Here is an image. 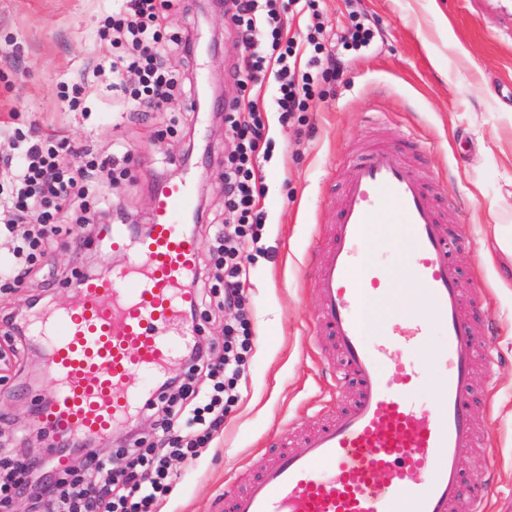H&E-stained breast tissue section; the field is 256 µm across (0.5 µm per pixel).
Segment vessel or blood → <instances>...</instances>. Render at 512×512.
I'll use <instances>...</instances> for the list:
<instances>
[{
	"mask_svg": "<svg viewBox=\"0 0 512 512\" xmlns=\"http://www.w3.org/2000/svg\"><path fill=\"white\" fill-rule=\"evenodd\" d=\"M193 186L186 176L157 188L147 234L104 225V238L126 253V266L83 277L67 306L27 318L54 385L40 422L57 435L111 434L154 399L170 361L194 344L199 331L189 312L197 295L187 283L197 274L200 243L185 222ZM380 223L408 226L402 249L426 312L391 313L386 337L373 344L365 301L389 293L394 274L361 265L359 255L368 226ZM449 235L402 151L374 147L352 162L314 283L317 332L337 342L341 369L357 380L358 395L301 447L281 450L225 500V512H484V489L495 471L484 474L480 490L463 493L460 460L476 439V344L460 274L448 256ZM435 329L442 339L423 358ZM398 336L407 356L395 381L388 350ZM435 374L441 377L435 402L416 400ZM136 375L143 382L135 386Z\"/></svg>",
	"mask_w": 512,
	"mask_h": 512,
	"instance_id": "b4317fda",
	"label": "vessel or blood"
}]
</instances>
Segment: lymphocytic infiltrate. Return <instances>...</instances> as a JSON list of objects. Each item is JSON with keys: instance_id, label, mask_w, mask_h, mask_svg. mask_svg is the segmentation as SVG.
Wrapping results in <instances>:
<instances>
[{"instance_id": "1", "label": "lymphocytic infiltrate", "mask_w": 512, "mask_h": 512, "mask_svg": "<svg viewBox=\"0 0 512 512\" xmlns=\"http://www.w3.org/2000/svg\"><path fill=\"white\" fill-rule=\"evenodd\" d=\"M301 1L311 9L316 6L315 0H233L231 13L244 48L236 71L238 82L258 88L266 74H273L275 108L284 120L307 111L314 96L313 72L334 80L343 75L316 35H307L301 43L288 38L289 9ZM171 5L172 0H117L107 19L113 42L125 46L110 64L112 87L126 91L129 105L148 108L167 100L181 81L179 72L157 51L164 38L162 12ZM131 74L138 78L132 89L126 83ZM224 133L235 143L224 170L227 212L223 223L207 227L212 249L223 259L224 297L218 307L231 317L224 327V352L215 361L210 348L194 343L187 358L202 383L194 386L170 377L161 385L150 403L158 413L159 433L151 456L137 455L118 469L111 459L76 444L95 475V484L61 493L55 485H47V500L61 499L66 512H152L171 490L170 459L195 457L197 448L223 426L226 405L235 399L237 385L246 375V356L253 343L244 297L250 274L239 255L256 244L255 228L264 221L265 214L257 207L262 194L257 184L258 158L270 144L258 101L235 102L225 108ZM63 155L37 135L21 156L6 163V174L17 190L0 208L10 212L15 224L32 213L39 219L38 229L23 236L15 249L30 261L50 245L58 228L57 214L86 195L103 166L92 158L73 170Z\"/></svg>"}]
</instances>
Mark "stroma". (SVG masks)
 Listing matches in <instances>:
<instances>
[{
    "label": "stroma",
    "instance_id": "1",
    "mask_svg": "<svg viewBox=\"0 0 512 512\" xmlns=\"http://www.w3.org/2000/svg\"><path fill=\"white\" fill-rule=\"evenodd\" d=\"M319 0L325 45L343 68L341 81L315 77L309 109L288 123L265 115L274 148L262 161L265 224L258 247L244 249L251 330L247 387L224 417V426L199 448L194 462L171 458L173 490L157 512H218L225 489H244L272 459L280 442L296 447L338 402L356 392L337 380L339 348L315 337L318 302L313 270L335 224L343 183L354 158L374 146L408 155L416 175L433 190L444 224L464 230L451 259L465 290L481 287L473 319L478 343L490 344L493 388L477 384L474 417L485 445L461 459L467 482L496 466L492 507L512 495V255L501 251L495 227L512 225V0ZM113 0H0V158L13 156L15 133L33 130L64 138L106 157L117 147L130 155L115 183H100L85 206L58 216L60 232L21 287L0 277V313L40 296L61 307L80 278L102 266L122 268L126 256L109 248L99 230L83 233L84 212L120 205L130 225L148 223L154 185L199 168L196 204L202 224L224 218L226 102L239 97L234 79L243 47L223 6L177 0L166 14V36L191 34V57L172 53L171 65L193 86L206 88L208 120L197 124L195 98L172 100L140 112L112 103V74L98 70L120 47L99 34ZM367 15L374 39L353 51L341 40L352 13ZM86 75L94 95L85 112L72 111L62 82ZM304 137H296V129ZM218 256L202 247L200 267L211 305L198 311L201 337L213 354L224 346L226 316L216 306L224 293ZM16 341L0 327V458L25 453L45 459L47 480H64L72 464L48 460L53 431L35 424L53 394L41 348ZM152 411L142 410L98 453L155 443Z\"/></svg>",
    "mask_w": 512,
    "mask_h": 512
}]
</instances>
